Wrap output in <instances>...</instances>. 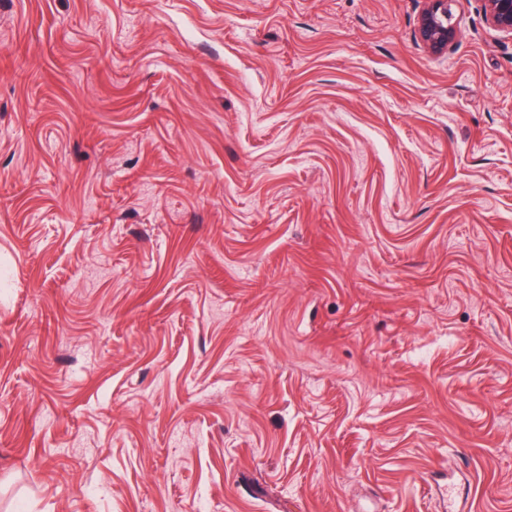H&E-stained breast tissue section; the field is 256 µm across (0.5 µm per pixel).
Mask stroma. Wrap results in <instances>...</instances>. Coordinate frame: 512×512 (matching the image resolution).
I'll list each match as a JSON object with an SVG mask.
<instances>
[{"mask_svg":"<svg viewBox=\"0 0 512 512\" xmlns=\"http://www.w3.org/2000/svg\"><path fill=\"white\" fill-rule=\"evenodd\" d=\"M422 8L0 0V512H512V36ZM453 0H425L417 29V37L430 52L441 54L457 36L456 22L451 21L448 7Z\"/></svg>","mask_w":512,"mask_h":512,"instance_id":"stroma-1","label":"stroma"}]
</instances>
